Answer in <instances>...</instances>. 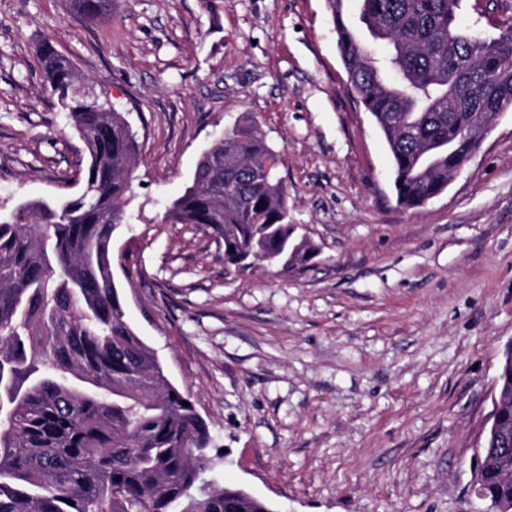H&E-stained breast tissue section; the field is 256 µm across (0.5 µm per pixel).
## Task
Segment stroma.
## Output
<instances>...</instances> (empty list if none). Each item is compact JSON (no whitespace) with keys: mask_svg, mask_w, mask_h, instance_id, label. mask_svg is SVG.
<instances>
[{"mask_svg":"<svg viewBox=\"0 0 512 512\" xmlns=\"http://www.w3.org/2000/svg\"><path fill=\"white\" fill-rule=\"evenodd\" d=\"M50 40L139 145L112 272L128 323L207 422L208 477L275 512H488L472 482L512 343V112L447 189L397 205L326 0H0V212L76 195L84 147ZM252 120L317 256L237 273L169 224L202 154Z\"/></svg>","mask_w":512,"mask_h":512,"instance_id":"35a3bbf8","label":"stroma"}]
</instances>
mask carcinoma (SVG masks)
Masks as SVG:
<instances>
[{"mask_svg": "<svg viewBox=\"0 0 512 512\" xmlns=\"http://www.w3.org/2000/svg\"><path fill=\"white\" fill-rule=\"evenodd\" d=\"M497 33L458 22L462 0H328L350 85L386 140L397 203L416 208L448 187L483 119L512 107V5ZM88 20L107 0H71ZM41 71L84 144L81 191L27 200L0 216V512H274L231 487L200 489L209 432L126 320L112 274V235L125 223L138 147L123 113L88 90L48 40ZM266 134L236 126L199 160L164 213L209 224L228 264L284 269L318 253L296 238L288 192ZM498 393L512 396V353ZM494 512L512 487L477 483Z\"/></svg>", "mask_w": 512, "mask_h": 512, "instance_id": "1", "label": "carcinoma"}]
</instances>
